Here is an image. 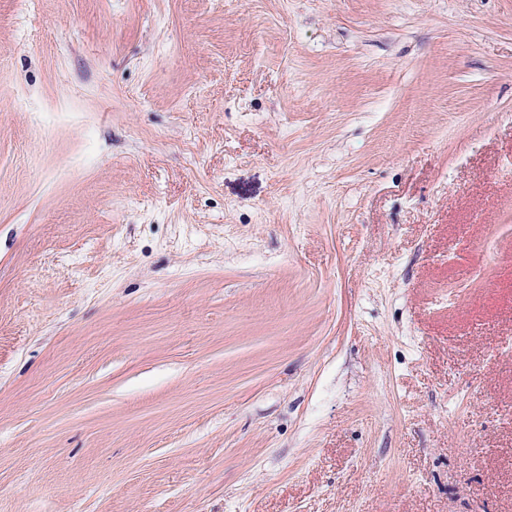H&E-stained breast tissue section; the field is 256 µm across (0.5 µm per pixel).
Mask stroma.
<instances>
[{
  "label": "stroma",
  "instance_id": "35a3bbf8",
  "mask_svg": "<svg viewBox=\"0 0 512 512\" xmlns=\"http://www.w3.org/2000/svg\"><path fill=\"white\" fill-rule=\"evenodd\" d=\"M0 512H512V0H0Z\"/></svg>",
  "mask_w": 512,
  "mask_h": 512
}]
</instances>
